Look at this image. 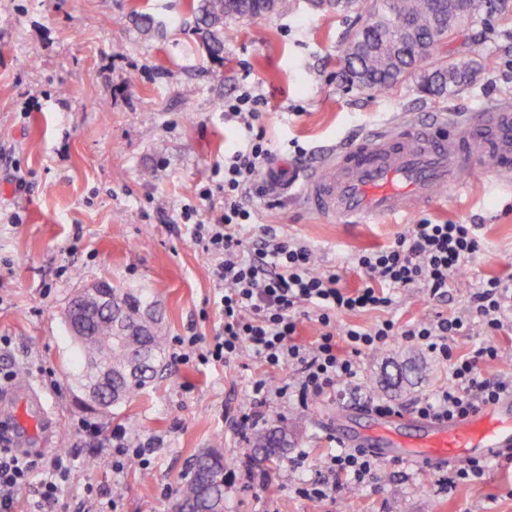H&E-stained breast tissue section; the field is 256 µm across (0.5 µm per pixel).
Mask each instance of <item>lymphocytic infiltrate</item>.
<instances>
[{"instance_id": "1", "label": "lymphocytic infiltrate", "mask_w": 512, "mask_h": 512, "mask_svg": "<svg viewBox=\"0 0 512 512\" xmlns=\"http://www.w3.org/2000/svg\"><path fill=\"white\" fill-rule=\"evenodd\" d=\"M264 103L252 88H243L225 101L224 118L241 128L238 146L224 157V174L216 188H202L200 198L213 191L224 196V210L211 224H196L193 206H185L182 217L189 223L193 242L201 245L214 261V302L222 328L211 343L200 336H181L175 341L177 363H227L247 355L261 365L293 370L292 384L270 389L266 377L252 385L249 405L238 428H256L270 397L296 394L300 405L353 384L361 371V357L394 337L416 343L437 360L450 366L448 384L434 394L408 403L369 398L370 408L386 416L408 412L434 422L469 416L481 407L512 392V374L486 376L485 365L500 357L494 338L512 327V277L482 279L469 296L466 313L435 312L432 318L400 325L386 318L368 326H339L341 314L388 310L395 294L405 288H426L430 300L448 296L451 280L482 248L478 224H435L427 220L409 225L388 246L353 254L352 262L362 276L355 288L345 287L339 272L315 271L312 249L290 237L265 229L260 239L243 242L240 233L252 223L253 213L243 206L242 196L260 182L272 162L263 134L254 132L251 119ZM315 322L320 332L312 343L299 338L303 320ZM481 335L479 344L459 353L456 339ZM159 448L155 441L111 433L105 453L113 474L131 465L149 468ZM75 450L54 453L41 460L30 459L11 446L0 432V512H16L18 494L32 489L33 512L58 499L68 488ZM380 461L366 449L343 448L327 455L320 473L296 485L305 499L324 501L336 492V482L348 479L357 486L373 480Z\"/></svg>"}]
</instances>
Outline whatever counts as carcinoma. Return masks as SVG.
Wrapping results in <instances>:
<instances>
[{"label": "carcinoma", "instance_id": "cac0c4a2", "mask_svg": "<svg viewBox=\"0 0 512 512\" xmlns=\"http://www.w3.org/2000/svg\"><path fill=\"white\" fill-rule=\"evenodd\" d=\"M357 0H313L323 12L345 11ZM462 17L476 21L488 13L489 0H461ZM290 0H188L195 18V34L206 54L224 60V26L229 19L257 21L288 11ZM397 10L427 43L438 44L432 67L418 73L420 60L407 49L402 30L391 23L388 12ZM133 25L145 36L155 34L153 16L132 12ZM360 42L343 73L346 81L367 89L386 90L400 80L419 77L418 85L427 95L445 98L450 92L472 85L482 69L466 51H445L448 46V3L445 0H377L366 11V19L356 31ZM112 314L86 321L87 335L95 341L80 347L84 368L77 381L80 388L95 385V373L112 370V404L118 408L138 390L150 385L162 371L165 337L158 317L145 322L141 299L112 286ZM294 437L286 424L262 428L250 438L248 457L258 465L274 464L288 451ZM195 469L185 478L172 508L193 506L192 512H224V454L209 448L195 457Z\"/></svg>", "mask_w": 512, "mask_h": 512}]
</instances>
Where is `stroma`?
Returning <instances> with one entry per match:
<instances>
[{"label": "stroma", "mask_w": 512, "mask_h": 512, "mask_svg": "<svg viewBox=\"0 0 512 512\" xmlns=\"http://www.w3.org/2000/svg\"><path fill=\"white\" fill-rule=\"evenodd\" d=\"M187 0H0V368L30 381L45 400L53 446L69 449L80 421L103 432L121 428L160 443L148 471L113 474L99 449H80L69 489L48 512H74L86 484L111 489L117 512H170L173 492L201 451L224 452V512H512V466L492 464L484 479L442 489V464L385 461L373 485L344 482L330 499L297 496L294 483L310 477L333 448L335 427L358 430L370 422L365 398L399 403L434 393L448 382L445 364L397 338L362 357L356 385L300 408L270 398L266 424L287 423L295 433L277 468L259 473L247 459L236 421L259 375L253 360L199 367L166 362L161 377L119 409L89 410L75 380L80 351L64 310L82 288L108 281L155 304L167 338L197 334L210 342L220 326L211 303L213 263L181 229V209L197 208L196 222L220 213L221 196L199 191L225 152L236 145L224 122V102L253 82L267 104L253 126L264 132L286 167L311 169L326 153L366 132L447 113L462 121L493 106L512 104V10L493 8L467 32L466 49L493 59L470 87L443 99L425 96L415 79L376 92L346 82L340 56L359 28V11L324 13L309 0H291L287 13L258 22L228 21L224 59H209L194 33ZM150 12L159 33L143 37L129 20L133 7ZM264 30L256 38L255 30ZM304 156H296V148ZM255 219L243 230L265 228L309 245L316 270L341 272L344 286L360 285L348 262L360 250L391 244L407 224H479L483 246L457 277L448 299L436 304L422 288L399 291L400 322L433 308L463 311L478 280L512 274V174L471 182L460 195H442L408 223L343 224L305 208L288 195L247 194ZM416 371L397 382L399 369ZM62 386L50 391L37 369ZM308 450L303 469L292 462ZM95 468H87V458Z\"/></svg>", "instance_id": "1"}]
</instances>
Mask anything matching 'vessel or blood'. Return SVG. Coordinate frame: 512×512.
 Returning a JSON list of instances; mask_svg holds the SVG:
<instances>
[{"instance_id": "obj_1", "label": "vessel or blood", "mask_w": 512, "mask_h": 512, "mask_svg": "<svg viewBox=\"0 0 512 512\" xmlns=\"http://www.w3.org/2000/svg\"><path fill=\"white\" fill-rule=\"evenodd\" d=\"M512 172V110L491 109L480 121L449 130L443 115L373 130L354 145L327 154L308 175L266 173L271 193L297 194L318 214L349 224L411 216L442 193L456 194L489 173ZM377 458L392 454L456 465L512 449V394L470 417L416 422L409 415L379 416L352 437Z\"/></svg>"}]
</instances>
